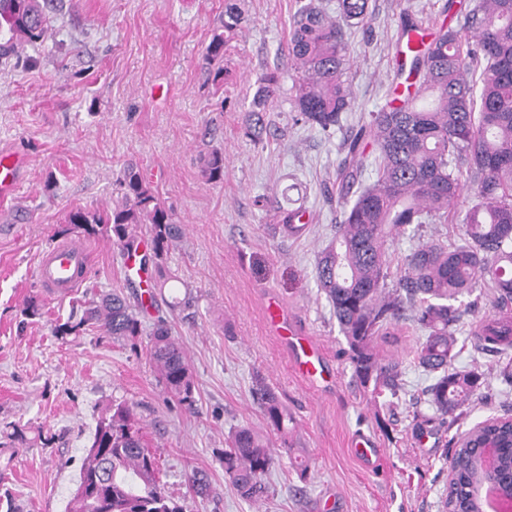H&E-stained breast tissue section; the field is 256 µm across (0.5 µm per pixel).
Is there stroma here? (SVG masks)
<instances>
[{
    "instance_id": "35a3bbf8",
    "label": "stroma",
    "mask_w": 512,
    "mask_h": 512,
    "mask_svg": "<svg viewBox=\"0 0 512 512\" xmlns=\"http://www.w3.org/2000/svg\"><path fill=\"white\" fill-rule=\"evenodd\" d=\"M444 2L370 0L371 26L346 33L353 106L329 137L291 119L295 91L284 50L296 0H243L247 21L224 58L232 77L216 93L205 86L199 61L224 16V0H57L47 41L24 49L32 65L0 66V149L27 158L16 196L0 203V424L24 425L29 438L0 450V492H9L15 512H65L83 449L115 400L134 406L160 477L184 512H440L446 454L458 437L488 417L512 415V391L496 375L500 356L474 344L475 328L498 310L490 297L479 298L456 333L454 367L485 374V400L455 423L434 422L419 432L414 414L428 412L424 391L434 381L414 361L423 331L407 320L379 338L380 355L401 364L402 389L393 405L374 402L354 375L315 262L343 210L336 178L341 143L388 98L398 15L405 9L426 25L456 26V15L441 17ZM275 70L283 74L278 102L255 140L242 116L258 77ZM212 149L224 153L219 183L207 181L199 163ZM130 162L184 228L166 263L181 285L163 288L139 318L147 334L157 318L167 319L186 349L196 385L192 413L164 394L130 344L93 328L76 338L55 336L54 324L77 299L50 297L34 275L69 211H109L119 203L117 178ZM294 210L302 228L292 232L286 220ZM424 238L463 242L455 220L407 225L388 245V285ZM85 244L94 261L82 293L119 289L137 299L140 290L126 281L111 238ZM187 294L191 307H171L172 298ZM269 295L324 347L330 387L291 370L264 318ZM29 297L40 300V316L22 315ZM258 378L279 394L292 421L287 440L269 438L276 466L265 500L253 504L225 480L219 457L231 428H266L251 398ZM41 432L51 444L37 441ZM360 434L380 450L373 466L352 451ZM302 463L307 473H300ZM194 469L208 475L210 497L188 489L185 474Z\"/></svg>"
}]
</instances>
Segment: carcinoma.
Segmentation results:
<instances>
[{
  "mask_svg": "<svg viewBox=\"0 0 512 512\" xmlns=\"http://www.w3.org/2000/svg\"><path fill=\"white\" fill-rule=\"evenodd\" d=\"M51 0H0V64L20 59V49L43 42L48 33ZM241 0H224V19L201 56V69L214 85L223 84L224 54L245 22ZM330 17L313 0L294 16L286 47L288 72L295 76L292 120L331 134L353 102L346 79L345 29L365 23L369 0H338ZM397 74L407 94L380 111L343 141L344 157L336 177L350 191L367 152L378 155L375 183L343 206L329 244L317 255L319 286L332 305L348 345L354 376L372 393L391 394L401 387L399 363L385 360L375 342L392 323L414 321L426 332L415 351L423 371L435 376L426 402L437 419L445 420L481 397L482 374L453 368L454 333L463 311L459 298L482 288L492 289L493 302H512V0H479L458 28L440 27L417 46H399ZM280 74L257 79L252 109L242 118L245 133L259 137L265 112L278 98ZM204 177L224 180V153L200 156ZM465 171L476 202L462 218L465 242L447 248L430 239L407 257L404 274L388 288L387 240L409 224L448 222V213L462 190L456 172ZM117 184L121 203L100 214L82 209L68 213L57 234H103L123 254L139 252L138 228L145 224L152 260L163 288L173 276L164 274L170 250L182 239L183 227L171 209L154 194L138 166L123 168ZM90 327L102 336L138 349L141 321L123 292L84 300L79 310L54 327V334L78 336ZM480 347L505 354L512 348V318L500 316L482 325ZM146 359L163 391L187 412L196 410V386L189 358L170 325L158 321L145 346ZM266 427L288 438L291 418L278 394L262 381L253 389ZM494 441L501 450L496 480L512 492V417H491L465 433L451 456L453 479L442 500L448 512H482L473 491L484 480L475 449ZM220 462L224 477L239 496L256 502L263 480L275 464L268 440L248 426L232 429ZM159 461L143 442L142 426L125 401L109 406L98 419L76 488L66 512H183L159 478ZM190 491L206 496L208 476L186 475Z\"/></svg>",
  "mask_w": 512,
  "mask_h": 512,
  "instance_id": "obj_1",
  "label": "carcinoma"
}]
</instances>
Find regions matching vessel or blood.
Returning a JSON list of instances; mask_svg holds the SVG:
<instances>
[{
  "mask_svg": "<svg viewBox=\"0 0 512 512\" xmlns=\"http://www.w3.org/2000/svg\"><path fill=\"white\" fill-rule=\"evenodd\" d=\"M25 163V157L18 152L0 151V199L15 194ZM92 261V253L84 244L63 242L42 253L35 275L48 294L62 298L81 288ZM265 313L289 350L294 373L308 381L321 379L325 354L320 345L294 325L283 304L275 298H268Z\"/></svg>",
  "mask_w": 512,
  "mask_h": 512,
  "instance_id": "obj_1",
  "label": "vessel or blood"
}]
</instances>
